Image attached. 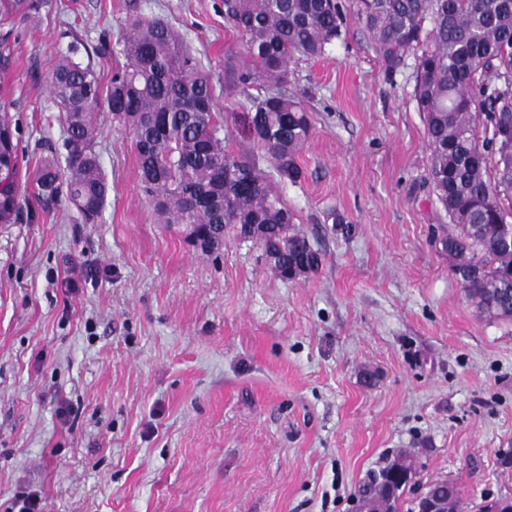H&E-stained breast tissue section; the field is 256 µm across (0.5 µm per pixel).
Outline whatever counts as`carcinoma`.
I'll return each instance as SVG.
<instances>
[{"mask_svg": "<svg viewBox=\"0 0 512 512\" xmlns=\"http://www.w3.org/2000/svg\"><path fill=\"white\" fill-rule=\"evenodd\" d=\"M50 8L51 0H0L1 68L11 63L15 19ZM350 17L391 67L414 56L412 97L430 150L425 183L454 225L434 228L432 239L448 252L452 272H471L461 287L476 311L511 324L512 204L500 192L512 186V0H224V19L237 35L225 58H247L235 82L264 92L251 99L246 119L269 175L254 155L224 149L211 77L180 33L138 14L121 35L126 65L108 92L90 65L70 56L55 62L51 93L65 130L66 166L54 155L43 162L37 197L67 201L86 222L98 217L108 184L93 144L105 106L135 141L142 189L162 223L193 227L210 252L231 233L254 235L284 281L318 271L321 255L295 228L297 216L273 176L300 180L296 157L312 130L306 104L288 94L290 66L343 39ZM18 160V140L1 112L0 168L11 173L0 189L1 224L14 223L21 209ZM394 470L412 471V458L400 455L363 485L360 509L393 512L406 486L384 485ZM426 489L444 498L448 512H459L456 487L436 480Z\"/></svg>", "mask_w": 512, "mask_h": 512, "instance_id": "1", "label": "carcinoma"}]
</instances>
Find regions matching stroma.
Returning a JSON list of instances; mask_svg holds the SVG:
<instances>
[{
    "mask_svg": "<svg viewBox=\"0 0 512 512\" xmlns=\"http://www.w3.org/2000/svg\"><path fill=\"white\" fill-rule=\"evenodd\" d=\"M54 3L16 23L0 70L22 202L0 224V512L20 491L41 512H360L359 488L404 450L414 474L395 512L437 479L460 512L512 496V324L479 316L431 243L446 218L422 181L412 65L389 69L353 20L294 65L313 132L301 182L275 188L322 263L284 281L258 240L206 254L160 223L105 110L98 218L43 207L34 174L67 155L52 67L71 53L110 82L136 11L181 32L210 74L226 151L265 156L236 122L247 96L230 85L224 0Z\"/></svg>",
    "mask_w": 512,
    "mask_h": 512,
    "instance_id": "35a3bbf8",
    "label": "stroma"
}]
</instances>
